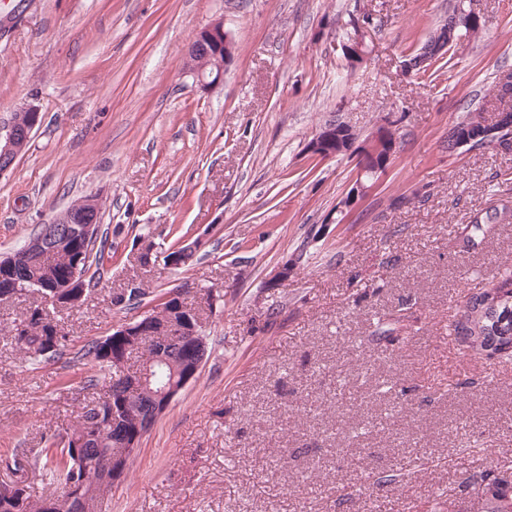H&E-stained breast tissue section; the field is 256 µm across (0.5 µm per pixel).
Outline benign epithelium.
<instances>
[{
	"label": "benign epithelium",
	"instance_id": "benign-epithelium-1",
	"mask_svg": "<svg viewBox=\"0 0 512 512\" xmlns=\"http://www.w3.org/2000/svg\"><path fill=\"white\" fill-rule=\"evenodd\" d=\"M198 54L211 56L210 65L200 64L196 59ZM233 59L231 40L224 31V24L216 20L192 36L186 58V71L193 77L195 86L199 90L208 92L220 85ZM496 93L507 99L512 97V70L498 73ZM39 124L40 112L38 108L32 106L10 125L5 136H0V174L12 167L18 157L19 144L29 140ZM347 130H349L347 125L336 122L324 125L307 145V152L318 157L329 158L342 153L356 157V179L344 197L343 207L345 208L353 206L359 198L375 186L381 175L386 172L397 147L396 136L389 124L379 125L370 138L361 143L347 136ZM501 132L502 126L492 122L484 123L477 132L461 135L457 139L456 148L469 146L473 141L481 138L484 144L502 149L508 139L501 137ZM98 208L97 199L87 198L83 203L82 211L64 212L44 227L43 243H53L56 237L62 235L69 240H74L76 246V256L68 279L55 285L53 301L59 306L69 305L71 288L85 279V269L81 268V265L87 264L86 247L94 243L99 235V226L89 218V215L96 212ZM182 299L183 294L179 291L171 292L166 296L164 302L167 303L169 310L166 320L160 323L152 320L150 312L147 311L141 315V320L138 322L130 321L116 330L118 337L145 334L167 336L175 340L182 348L184 355L189 357L188 368L182 376L172 379L154 394L157 406L153 415L144 422V428L147 431L178 393L196 377L203 365V361L193 359L197 339L203 335V325H195L182 315L185 311L181 304Z\"/></svg>",
	"mask_w": 512,
	"mask_h": 512
}]
</instances>
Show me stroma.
<instances>
[{
  "instance_id": "stroma-1",
  "label": "stroma",
  "mask_w": 512,
  "mask_h": 512,
  "mask_svg": "<svg viewBox=\"0 0 512 512\" xmlns=\"http://www.w3.org/2000/svg\"><path fill=\"white\" fill-rule=\"evenodd\" d=\"M454 2L0 0V132L22 107L42 116L0 174V256L88 196L109 240L99 283L57 314V354L25 361L3 333L36 296L0 300V483L49 494L46 438L108 387L89 381L88 346L176 288L219 297L199 305L208 356L103 512H371L376 498L446 512V489L476 498L470 474H512V356L470 357L447 337L465 297L512 270V224L464 241L474 216L512 208V152L446 143L512 70V0H476L481 34L454 42L432 80L401 68ZM366 13L353 69L342 29ZM216 20L235 58L204 93L183 61ZM329 119L361 138L393 120L399 136L334 224L356 161L308 155ZM185 241L199 245L191 265L141 260ZM133 283L142 295L115 304ZM475 438L477 455L463 446ZM423 452L438 466L417 467ZM403 459L397 483L375 484Z\"/></svg>"
}]
</instances>
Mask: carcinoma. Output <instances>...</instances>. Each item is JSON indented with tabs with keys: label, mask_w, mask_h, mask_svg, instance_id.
Instances as JSON below:
<instances>
[{
	"label": "carcinoma",
	"mask_w": 512,
	"mask_h": 512,
	"mask_svg": "<svg viewBox=\"0 0 512 512\" xmlns=\"http://www.w3.org/2000/svg\"><path fill=\"white\" fill-rule=\"evenodd\" d=\"M465 11L462 0H457L448 19L437 26L450 45L463 36L476 37L480 34V30L462 22ZM407 58L415 64L414 75L421 79L433 76L447 64L441 47L432 44L429 38L407 54ZM511 216L512 213L504 209H496L481 219H474L473 235L467 241L473 243L476 236L485 233L484 225L497 224ZM72 250L71 243L60 241L55 248L41 250L21 262L14 279L0 280L1 285L9 281L11 287H17L22 292L27 290L32 280L45 284V287L37 289L41 303L29 308L24 319L6 329L11 341L29 358L46 355L50 347L58 350L62 345L63 335L56 320V304L49 301V297L53 296L54 279L64 274L72 263ZM453 333L473 356L511 353L512 274L470 295L460 318L453 325ZM159 346L160 343L151 336H132L122 340L118 350L127 359L137 355L142 365L157 355ZM86 355L100 369L108 372L109 387L104 395L92 399L94 407L90 408L86 404L82 406L75 427L46 440L42 452L51 463L47 476L49 485L53 486L52 493L37 500L31 499L27 493L22 497L0 493V512H45L46 501L62 500L70 496L68 485L75 478L80 482V496L95 501L104 497L113 485V482L105 480L100 470V458L118 454L126 459V463H131L132 452L118 447V442L112 436H118L124 430L134 431L133 420L126 412L148 409L152 404L150 392L146 389L131 391L125 386L101 341L92 342ZM184 361L185 357L180 350L174 349L167 353L165 362L155 364L151 388L157 389L180 373ZM469 482L484 490V499L478 512H512V479L485 470L470 476Z\"/></svg>",
	"instance_id": "carcinoma-1"
}]
</instances>
